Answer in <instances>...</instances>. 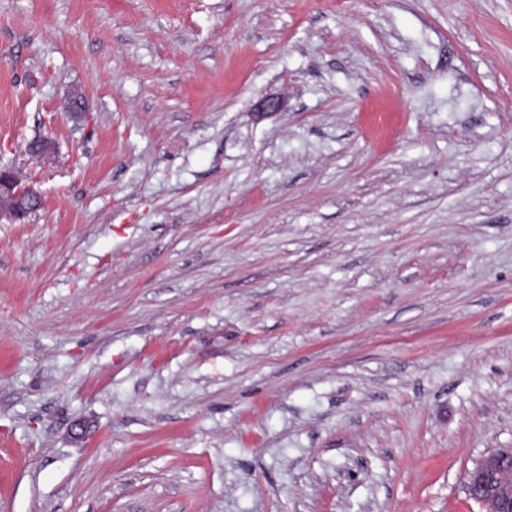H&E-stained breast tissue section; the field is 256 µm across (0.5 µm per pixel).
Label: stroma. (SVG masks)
<instances>
[{
  "label": "stroma",
  "instance_id": "stroma-1",
  "mask_svg": "<svg viewBox=\"0 0 512 512\" xmlns=\"http://www.w3.org/2000/svg\"><path fill=\"white\" fill-rule=\"evenodd\" d=\"M0 168V512H485L512 0H0ZM39 200L38 193L23 186L11 171L0 170V219H21L37 208Z\"/></svg>",
  "mask_w": 512,
  "mask_h": 512
}]
</instances>
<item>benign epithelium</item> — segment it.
Returning a JSON list of instances; mask_svg holds the SVG:
<instances>
[{
  "label": "benign epithelium",
  "instance_id": "benign-epithelium-1",
  "mask_svg": "<svg viewBox=\"0 0 512 512\" xmlns=\"http://www.w3.org/2000/svg\"><path fill=\"white\" fill-rule=\"evenodd\" d=\"M39 205L38 193L9 170H0V218L21 219ZM469 498L486 512H512V450L496 451L480 460L466 484Z\"/></svg>",
  "mask_w": 512,
  "mask_h": 512
}]
</instances>
